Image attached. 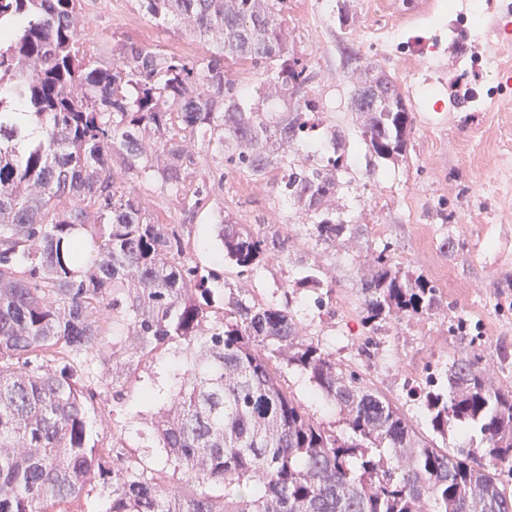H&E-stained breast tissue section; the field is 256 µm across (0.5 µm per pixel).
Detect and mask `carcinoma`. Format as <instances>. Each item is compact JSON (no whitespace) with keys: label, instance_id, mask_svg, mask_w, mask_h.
<instances>
[{"label":"carcinoma","instance_id":"cac0c4a2","mask_svg":"<svg viewBox=\"0 0 512 512\" xmlns=\"http://www.w3.org/2000/svg\"><path fill=\"white\" fill-rule=\"evenodd\" d=\"M148 18L193 36L220 35L194 59L127 40L112 62L80 52L81 0H0V512H512L501 468L512 466V388L479 358L448 364V389L425 395L433 432L474 431L442 450L417 434L390 399L343 370L301 334L294 314L233 292L189 257L137 186L200 209L215 185L190 180L192 150L262 181L283 170L288 198L315 245L352 231L326 203L351 186L350 153L373 163L404 156L414 117L402 93L362 118L356 140L316 119L311 64L288 43L286 0H136ZM267 74L252 90L231 66ZM22 106L42 130L24 151L13 121ZM323 127L327 140L312 137ZM224 258L251 273L275 239L230 215L216 225ZM364 325L423 316L439 305L431 281L405 274L389 245L357 271ZM294 287L330 288L318 264ZM112 337V352L100 350ZM177 349L172 386L151 437L181 474L147 473L93 430L98 383L75 364L90 352L112 362V400L143 358ZM309 376L336 404L345 431L314 417L282 382ZM220 485L224 494L208 487Z\"/></svg>","mask_w":512,"mask_h":512}]
</instances>
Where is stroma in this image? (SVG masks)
<instances>
[{
    "mask_svg": "<svg viewBox=\"0 0 512 512\" xmlns=\"http://www.w3.org/2000/svg\"><path fill=\"white\" fill-rule=\"evenodd\" d=\"M488 2L287 0L288 36L311 61V94L327 121L355 132L354 84L374 70L393 78L415 117L403 160L373 168L365 153L351 157L352 185L335 205L358 231L335 250L310 240L277 171L254 182L225 170L223 186L193 213L145 192L160 221L180 225L192 260L215 273L214 287L289 307L305 338L396 403L425 436L423 394L452 359L479 357L493 383L512 384V159L504 155L512 148V85L498 78L512 67V45L483 39L498 11H512V0H496L494 10ZM81 7L79 41L92 59L111 57L113 45L127 39L192 58L208 52V43L178 27L139 17L136 0H82ZM134 16L139 26L128 25ZM227 213L279 241L253 273L239 275L224 261L215 225ZM449 239L456 252H448ZM385 242L399 267L434 282L441 302L431 316L388 319L372 331L363 324L356 268ZM312 262L335 278L329 296L294 287ZM167 369L163 359L140 365L124 384L123 403L102 392L91 415L95 430L120 432L127 455L150 468L166 456L149 439L156 410L141 405L138 391L143 381L165 382ZM284 380L319 420L341 425L335 405L313 400L307 375L289 369Z\"/></svg>",
    "mask_w": 512,
    "mask_h": 512,
    "instance_id": "stroma-1",
    "label": "stroma"
}]
</instances>
